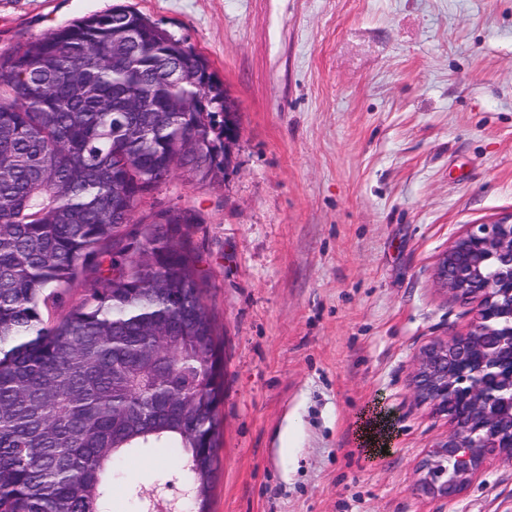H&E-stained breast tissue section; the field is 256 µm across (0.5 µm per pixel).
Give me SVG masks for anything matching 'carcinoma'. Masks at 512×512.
<instances>
[{"instance_id":"cac0c4a2","label":"carcinoma","mask_w":512,"mask_h":512,"mask_svg":"<svg viewBox=\"0 0 512 512\" xmlns=\"http://www.w3.org/2000/svg\"><path fill=\"white\" fill-rule=\"evenodd\" d=\"M234 117L207 60L130 8L0 53V512H111L114 465L151 448L209 512L224 352L194 210L131 219L177 170L224 177Z\"/></svg>"}]
</instances>
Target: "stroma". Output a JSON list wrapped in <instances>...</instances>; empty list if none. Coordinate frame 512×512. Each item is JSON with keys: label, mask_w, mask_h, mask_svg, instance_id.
Returning a JSON list of instances; mask_svg holds the SVG:
<instances>
[{"label": "stroma", "mask_w": 512, "mask_h": 512, "mask_svg": "<svg viewBox=\"0 0 512 512\" xmlns=\"http://www.w3.org/2000/svg\"><path fill=\"white\" fill-rule=\"evenodd\" d=\"M119 6L184 38L237 109L224 177L174 173L132 218L202 217L224 342L211 512H512V459L458 498L421 491L452 425L410 389L419 348L473 318L439 254L512 213V0H0V53ZM373 411L390 444L370 454ZM177 476L172 451L127 458L112 512Z\"/></svg>", "instance_id": "stroma-1"}]
</instances>
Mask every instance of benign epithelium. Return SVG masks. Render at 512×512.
I'll list each match as a JSON object with an SVG mask.
<instances>
[{
  "instance_id": "obj_1",
  "label": "benign epithelium",
  "mask_w": 512,
  "mask_h": 512,
  "mask_svg": "<svg viewBox=\"0 0 512 512\" xmlns=\"http://www.w3.org/2000/svg\"><path fill=\"white\" fill-rule=\"evenodd\" d=\"M435 278L475 303L469 331L423 346L415 357L413 395L454 429L425 461L424 489L452 499L487 460L512 458V213L470 224L438 258ZM471 448L468 468L452 481L440 468L458 449Z\"/></svg>"
}]
</instances>
